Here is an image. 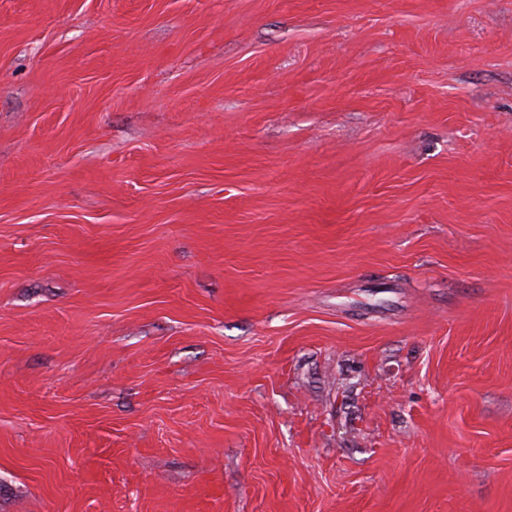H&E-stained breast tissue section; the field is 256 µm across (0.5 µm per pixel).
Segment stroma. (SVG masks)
Listing matches in <instances>:
<instances>
[{
  "mask_svg": "<svg viewBox=\"0 0 512 512\" xmlns=\"http://www.w3.org/2000/svg\"><path fill=\"white\" fill-rule=\"evenodd\" d=\"M0 512H512V0H0Z\"/></svg>",
  "mask_w": 512,
  "mask_h": 512,
  "instance_id": "stroma-1",
  "label": "stroma"
}]
</instances>
